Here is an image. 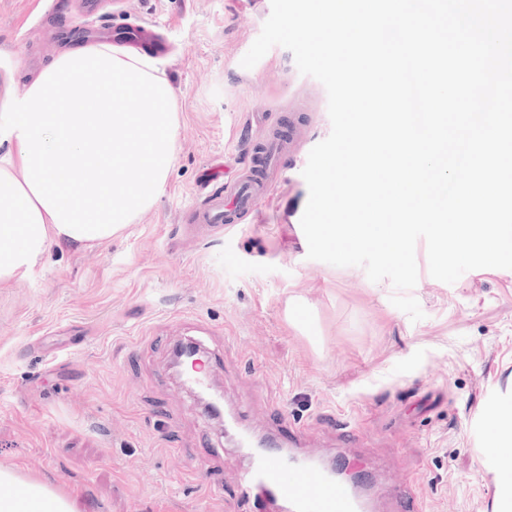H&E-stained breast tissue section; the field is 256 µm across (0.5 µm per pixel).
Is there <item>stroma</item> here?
<instances>
[{
    "instance_id": "35a3bbf8",
    "label": "stroma",
    "mask_w": 512,
    "mask_h": 512,
    "mask_svg": "<svg viewBox=\"0 0 512 512\" xmlns=\"http://www.w3.org/2000/svg\"><path fill=\"white\" fill-rule=\"evenodd\" d=\"M270 0H0V101L57 56L147 24L178 112L165 195L109 243L52 250L0 288V463L82 500L84 512H243L236 431L209 421L168 356L200 339L221 361L224 408L252 432L296 431L351 466L394 475L424 512H492L476 419L512 391V270L446 284L418 240L414 322L390 281L308 259L302 160L331 131L327 93L272 47L241 60ZM280 161L244 221L198 224L199 183L229 177L273 134ZM306 304L317 341L290 321Z\"/></svg>"
}]
</instances>
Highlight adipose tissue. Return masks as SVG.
<instances>
[{"label": "adipose tissue", "instance_id": "adipose-tissue-1", "mask_svg": "<svg viewBox=\"0 0 512 512\" xmlns=\"http://www.w3.org/2000/svg\"><path fill=\"white\" fill-rule=\"evenodd\" d=\"M175 89L154 60L101 43L57 57L0 113V287L52 247L95 248L164 194ZM496 512H512V402L482 422ZM0 512H81L76 498L0 468Z\"/></svg>", "mask_w": 512, "mask_h": 512}]
</instances>
